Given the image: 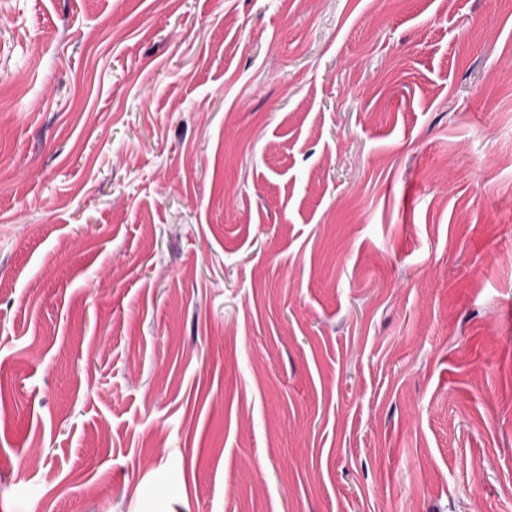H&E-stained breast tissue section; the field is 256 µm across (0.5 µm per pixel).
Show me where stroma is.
I'll use <instances>...</instances> for the list:
<instances>
[{
  "label": "stroma",
  "instance_id": "obj_1",
  "mask_svg": "<svg viewBox=\"0 0 512 512\" xmlns=\"http://www.w3.org/2000/svg\"><path fill=\"white\" fill-rule=\"evenodd\" d=\"M512 0H0V512H512Z\"/></svg>",
  "mask_w": 512,
  "mask_h": 512
}]
</instances>
